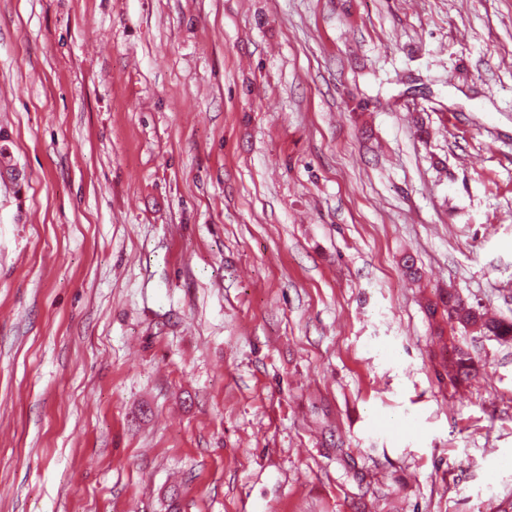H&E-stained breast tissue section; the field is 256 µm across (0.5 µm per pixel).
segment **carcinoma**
<instances>
[{
	"mask_svg": "<svg viewBox=\"0 0 512 512\" xmlns=\"http://www.w3.org/2000/svg\"><path fill=\"white\" fill-rule=\"evenodd\" d=\"M427 314L432 320L440 319L450 330L457 328L492 336L500 341L512 340V321L488 316L481 305L463 303L458 295H439L427 306ZM448 376L455 382H464L477 375L479 360L469 347L454 345L445 358Z\"/></svg>",
	"mask_w": 512,
	"mask_h": 512,
	"instance_id": "1",
	"label": "carcinoma"
}]
</instances>
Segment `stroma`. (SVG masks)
Returning a JSON list of instances; mask_svg holds the SVG:
<instances>
[{"label":"stroma","mask_w":512,"mask_h":512,"mask_svg":"<svg viewBox=\"0 0 512 512\" xmlns=\"http://www.w3.org/2000/svg\"><path fill=\"white\" fill-rule=\"evenodd\" d=\"M0 129V512H512V0H0ZM427 314L437 322L439 316L448 328H456L465 332L470 329L484 336H493L495 339L507 342L512 340V321L489 317L481 305L463 304L460 295H439L435 301L427 306ZM445 362L448 376L458 383L475 377L479 372V360L465 345H452Z\"/></svg>","instance_id":"stroma-1"}]
</instances>
